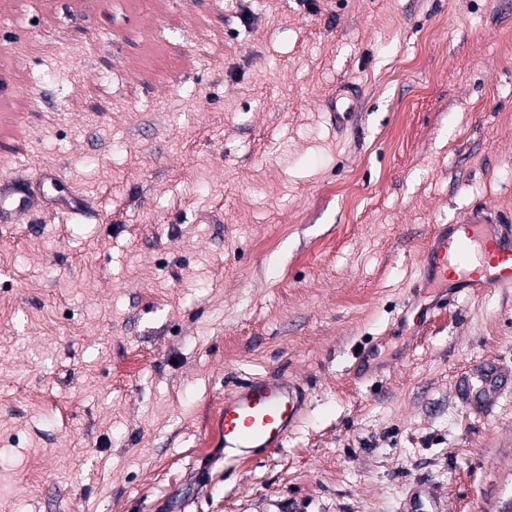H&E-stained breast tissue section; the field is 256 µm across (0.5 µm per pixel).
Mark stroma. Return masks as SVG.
<instances>
[{"mask_svg":"<svg viewBox=\"0 0 512 512\" xmlns=\"http://www.w3.org/2000/svg\"><path fill=\"white\" fill-rule=\"evenodd\" d=\"M511 31L512 0H0V178L87 207L0 223V512H512V288L423 276L464 209L512 220ZM266 374L302 416L225 462ZM359 97L357 87L352 83L344 84L326 104L336 128L343 130L352 122L354 116V102ZM306 403L301 384L285 376L251 377L224 396L217 426L228 462L239 452L269 453L284 447Z\"/></svg>","mask_w":512,"mask_h":512,"instance_id":"stroma-1","label":"stroma"}]
</instances>
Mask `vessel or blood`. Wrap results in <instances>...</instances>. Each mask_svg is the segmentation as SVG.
Segmentation results:
<instances>
[{
	"label": "vessel or blood",
	"instance_id": "1",
	"mask_svg": "<svg viewBox=\"0 0 512 512\" xmlns=\"http://www.w3.org/2000/svg\"><path fill=\"white\" fill-rule=\"evenodd\" d=\"M358 89L344 84L326 108L337 129H345L354 116ZM53 174H40L36 185L17 177L0 183V221L9 216L39 212L49 204L46 185ZM502 217L491 206H473L435 241L428 262L429 282L443 287L512 288V229L502 230ZM306 403L301 384L285 376L252 377L225 396L217 426L228 461L240 453H269L284 447Z\"/></svg>",
	"mask_w": 512,
	"mask_h": 512
}]
</instances>
